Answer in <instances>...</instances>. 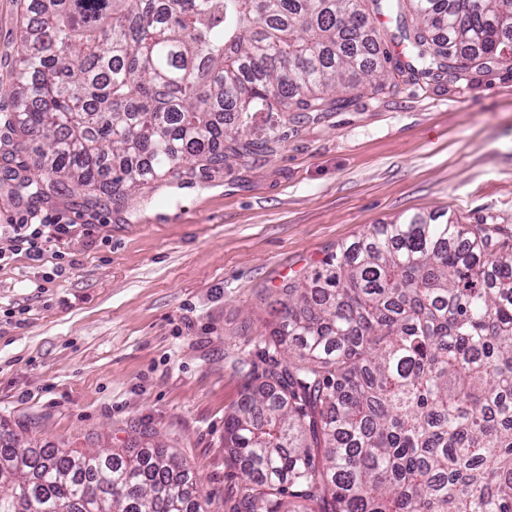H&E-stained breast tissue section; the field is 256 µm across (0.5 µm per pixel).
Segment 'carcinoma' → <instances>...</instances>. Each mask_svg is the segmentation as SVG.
<instances>
[{
	"label": "carcinoma",
	"mask_w": 512,
	"mask_h": 512,
	"mask_svg": "<svg viewBox=\"0 0 512 512\" xmlns=\"http://www.w3.org/2000/svg\"><path fill=\"white\" fill-rule=\"evenodd\" d=\"M406 0L413 75L512 47V0ZM365 0H30L17 82L36 194L121 200L263 151L281 112L381 86ZM266 113L258 135L254 121ZM224 419L246 476L229 512H512V251L442 214L377 224L282 289ZM0 512H204L162 448H21Z\"/></svg>",
	"instance_id": "1"
}]
</instances>
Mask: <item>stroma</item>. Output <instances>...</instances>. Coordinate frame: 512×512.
Here are the masks:
<instances>
[{
	"mask_svg": "<svg viewBox=\"0 0 512 512\" xmlns=\"http://www.w3.org/2000/svg\"><path fill=\"white\" fill-rule=\"evenodd\" d=\"M23 0H0V225L58 213L90 224L68 266L0 261V430L24 447H142L195 468L206 512H228L243 474L224 447L237 366L255 358L288 281L376 224L446 212L512 244V56L435 80L411 75L396 15L381 49L394 78L338 112H287L262 153L150 180L121 204L62 188L18 191L28 170L3 87Z\"/></svg>",
	"mask_w": 512,
	"mask_h": 512,
	"instance_id": "stroma-1",
	"label": "stroma"
}]
</instances>
